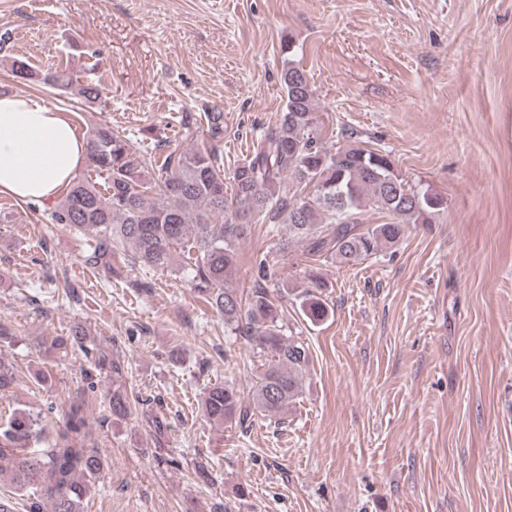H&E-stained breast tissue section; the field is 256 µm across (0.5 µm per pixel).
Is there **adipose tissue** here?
<instances>
[{"label": "adipose tissue", "mask_w": 512, "mask_h": 512, "mask_svg": "<svg viewBox=\"0 0 512 512\" xmlns=\"http://www.w3.org/2000/svg\"><path fill=\"white\" fill-rule=\"evenodd\" d=\"M86 160L85 136L63 112L24 91L0 95V194L52 201Z\"/></svg>", "instance_id": "obj_1"}]
</instances>
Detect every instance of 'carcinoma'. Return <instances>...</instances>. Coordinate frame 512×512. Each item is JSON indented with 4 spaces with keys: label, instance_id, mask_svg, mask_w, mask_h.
<instances>
[{
    "label": "carcinoma",
    "instance_id": "carcinoma-1",
    "mask_svg": "<svg viewBox=\"0 0 512 512\" xmlns=\"http://www.w3.org/2000/svg\"><path fill=\"white\" fill-rule=\"evenodd\" d=\"M12 73L53 89L75 88L89 104L104 93L98 79L57 67L38 69L20 57L13 59ZM281 83L285 106L237 163L230 186L224 185V157L217 148L224 140V113L207 115L208 147L170 152L160 162L104 122L88 139L90 167L103 183L76 176L50 208L51 221L69 224L94 240L83 256L89 268H110L114 254L129 250L131 260L143 266L184 271L198 297L224 317L227 332L245 337L267 356L252 384V399L271 415L293 404L310 362L309 346L284 329L282 300L294 295L310 320H321L325 309L313 295V289L323 287L320 266H355L392 249L410 225L432 223L445 204L430 186L409 183L389 153L351 135L348 145L327 149L304 70L285 64ZM286 179L295 186L291 195L283 186ZM370 210L388 221L367 223L364 215ZM276 222L288 225L289 239L302 244L309 259V285L294 294L284 283L280 296H273L264 284L268 273L261 260V279L247 290L238 288L240 240L254 224ZM68 346L81 350L100 372L122 371L111 353L86 345L80 326L66 337L52 338L48 350ZM84 407V399L70 400L53 448H31L43 427L24 409L0 422V481L13 487L11 495L0 493V512H19L18 498L29 489L50 501L52 512H80L104 467L98 450L82 443ZM110 408L112 417H126L131 409L127 393L113 390ZM203 412L221 424H242L248 417L240 391L228 383L207 389Z\"/></svg>",
    "mask_w": 512,
    "mask_h": 512
}]
</instances>
